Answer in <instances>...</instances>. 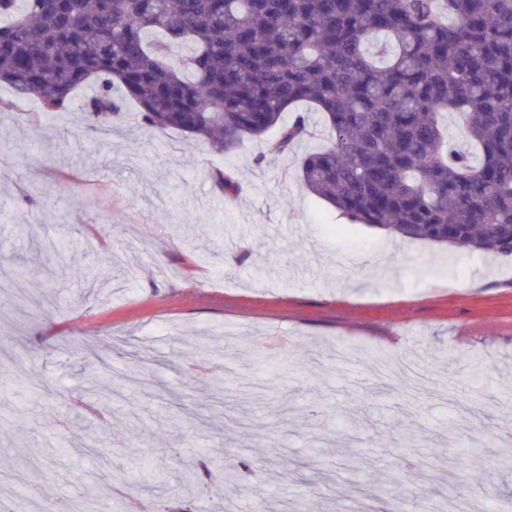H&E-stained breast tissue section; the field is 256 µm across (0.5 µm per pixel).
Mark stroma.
Here are the masks:
<instances>
[{"label":"stroma","mask_w":512,"mask_h":512,"mask_svg":"<svg viewBox=\"0 0 512 512\" xmlns=\"http://www.w3.org/2000/svg\"><path fill=\"white\" fill-rule=\"evenodd\" d=\"M82 106L0 112V483L37 484L21 512H158L202 455L216 473L258 463L235 512H402L447 495L512 512V256L351 223L299 178L320 122L264 162L261 141L225 155L143 127L131 103L105 135ZM219 169L239 195L214 188ZM144 353L158 389L127 385L103 425L88 373ZM475 360L493 376L470 400L495 406L461 434ZM471 438L483 454L458 466ZM91 446L109 479L87 499ZM388 475L398 495H379ZM157 477L161 496L138 493Z\"/></svg>","instance_id":"obj_1"}]
</instances>
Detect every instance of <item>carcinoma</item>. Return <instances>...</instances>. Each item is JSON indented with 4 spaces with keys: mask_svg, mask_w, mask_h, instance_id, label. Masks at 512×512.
Instances as JSON below:
<instances>
[{
    "mask_svg": "<svg viewBox=\"0 0 512 512\" xmlns=\"http://www.w3.org/2000/svg\"><path fill=\"white\" fill-rule=\"evenodd\" d=\"M451 21H446L445 16ZM110 133L112 94L149 129L273 157L312 136L300 178L352 222L459 253L512 255V0H0V85ZM461 113L474 154L440 116ZM241 192L229 173L212 178ZM239 490L240 470L222 473Z\"/></svg>",
    "mask_w": 512,
    "mask_h": 512,
    "instance_id": "1",
    "label": "carcinoma"
}]
</instances>
